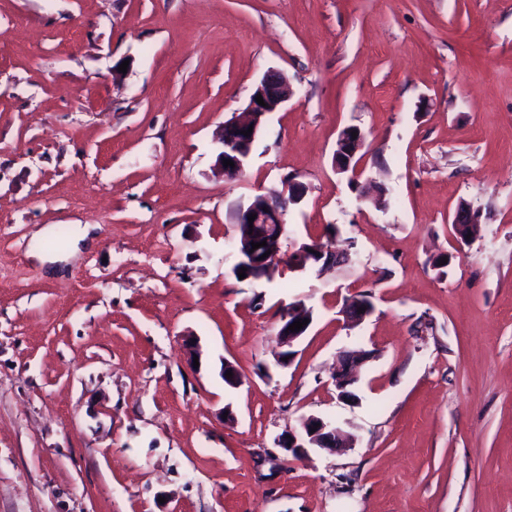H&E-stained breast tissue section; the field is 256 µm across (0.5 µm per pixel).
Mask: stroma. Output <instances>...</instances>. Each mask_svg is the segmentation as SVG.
Returning a JSON list of instances; mask_svg holds the SVG:
<instances>
[{
    "instance_id": "stroma-1",
    "label": "stroma",
    "mask_w": 512,
    "mask_h": 512,
    "mask_svg": "<svg viewBox=\"0 0 512 512\" xmlns=\"http://www.w3.org/2000/svg\"><path fill=\"white\" fill-rule=\"evenodd\" d=\"M271 68L295 94L225 180ZM287 177L286 248L333 224L352 260L239 281L232 214ZM0 274V512H512V0H0ZM311 415L350 447H276ZM353 130L346 129L345 132H340L339 142L337 145L338 152L334 153L333 157V165L335 171H340L342 174H349V179L351 181L358 180L359 178V165H353L355 160V156L362 146V136L361 133L358 132L355 139H352ZM336 157L340 160L338 162ZM280 328L277 333L278 340L284 346H288V350L282 352L279 356L280 364L284 365L286 361H283V358H287V361L290 360L291 356L294 354H289L292 352L290 348H292L297 340H299L308 330L311 325V318L309 314L301 308V305L296 304H288L283 305L280 312ZM301 319V323L304 319H309V323L307 325H303L299 331L291 332L288 330L289 325L293 324V322ZM288 352V355L285 354ZM368 358L369 353L364 351L347 352L341 357L334 375L335 387L341 399H355L353 385L358 381L357 372Z\"/></svg>"
}]
</instances>
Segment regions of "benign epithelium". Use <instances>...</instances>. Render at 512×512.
I'll list each match as a JSON object with an SVG mask.
<instances>
[{
    "mask_svg": "<svg viewBox=\"0 0 512 512\" xmlns=\"http://www.w3.org/2000/svg\"><path fill=\"white\" fill-rule=\"evenodd\" d=\"M262 96L266 106L256 102L257 96ZM290 99V89L286 74L279 69L268 70L255 85L249 103L245 109V118L238 121H230L224 125L220 142L223 151L219 160H230L234 167H222L224 177L235 180L241 176L248 164L252 147L258 136L262 119L268 114L278 111L283 104ZM252 129L250 135H243V131ZM362 136H352V130L348 129L339 135L337 145V160L333 161L334 170L349 175V179L355 181L359 178V165L354 163L355 156L362 146ZM305 195V186L293 179L283 183L282 189H270L259 194L246 206L237 208V228L244 229L243 245L238 247V263L245 267L267 266V272L276 271L300 273L307 269L308 260L306 253L297 256L284 252L283 238L286 236L285 216L290 206L299 203ZM254 214L253 222H248V216ZM266 242V245L252 249V243ZM271 251L268 257H263L266 251ZM309 253L324 261L323 269L336 267V261L349 252L338 251L326 244L324 246L316 240L309 245ZM365 311L358 312V308L344 307L341 314L344 321L355 325L364 321L372 312L373 304L363 305ZM280 328L277 333L281 344L293 347L308 330L303 326L298 331L288 330L289 325L301 319L309 318V314L301 306L296 304L284 305L280 312ZM369 353L364 351L347 352L341 357L340 365L334 375V383L338 396L342 399L354 398L353 385L357 383L358 369L368 360ZM280 447L292 452L305 447V444L315 445L334 451L345 447L344 434L331 421H325L319 417H307L301 422V432L288 434V439L278 440Z\"/></svg>",
    "mask_w": 512,
    "mask_h": 512,
    "instance_id": "7a95c632",
    "label": "benign epithelium"
}]
</instances>
